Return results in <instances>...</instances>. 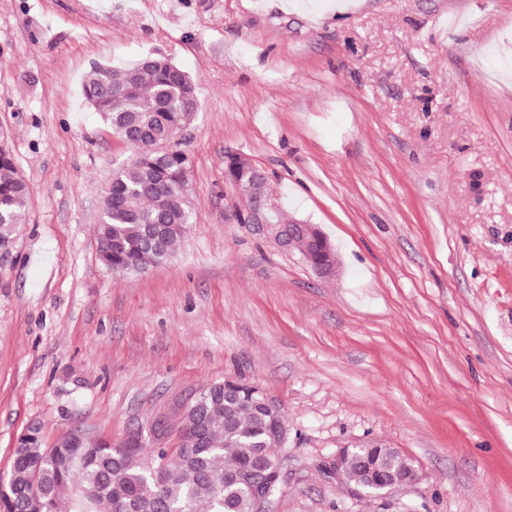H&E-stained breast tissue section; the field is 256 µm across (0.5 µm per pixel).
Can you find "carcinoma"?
<instances>
[{
  "label": "carcinoma",
  "instance_id": "obj_1",
  "mask_svg": "<svg viewBox=\"0 0 512 512\" xmlns=\"http://www.w3.org/2000/svg\"><path fill=\"white\" fill-rule=\"evenodd\" d=\"M85 100L131 149L128 162L112 172L101 196L98 260L112 274L143 273L170 261L177 242L194 223L187 188L189 156L177 135L193 120L199 87L171 58L154 53L122 70L95 66L83 80ZM224 175L250 200H266L265 178L238 155L224 160ZM30 191L8 147L0 145V248L12 242L26 219ZM294 249L311 267L328 264L327 244L316 230ZM249 382L208 386L205 396L182 414L183 425L203 424L200 446L190 452L154 448L145 457L137 438L112 447V440L78 429L44 444L42 427L27 430L25 451L14 457L0 481V512H252L251 489L237 481L239 469L261 471L278 457L271 433L286 427L277 410L264 412ZM402 460L372 442L352 448L336 480L356 489L373 477L394 488Z\"/></svg>",
  "mask_w": 512,
  "mask_h": 512
}]
</instances>
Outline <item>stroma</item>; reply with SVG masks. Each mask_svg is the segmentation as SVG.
Wrapping results in <instances>:
<instances>
[{"instance_id": "1", "label": "stroma", "mask_w": 512, "mask_h": 512, "mask_svg": "<svg viewBox=\"0 0 512 512\" xmlns=\"http://www.w3.org/2000/svg\"><path fill=\"white\" fill-rule=\"evenodd\" d=\"M150 52L199 86L194 222L114 275L96 225L130 150L81 83ZM0 143L31 188L0 253V478L34 422L177 446L157 424L233 377L288 423L272 512H512V0H0ZM230 153L337 278L240 223ZM369 440L419 480L325 473ZM294 249L302 256L310 268L327 265L329 249L335 253L331 245L327 244L323 234L317 229L311 236L299 238L294 245Z\"/></svg>"}]
</instances>
